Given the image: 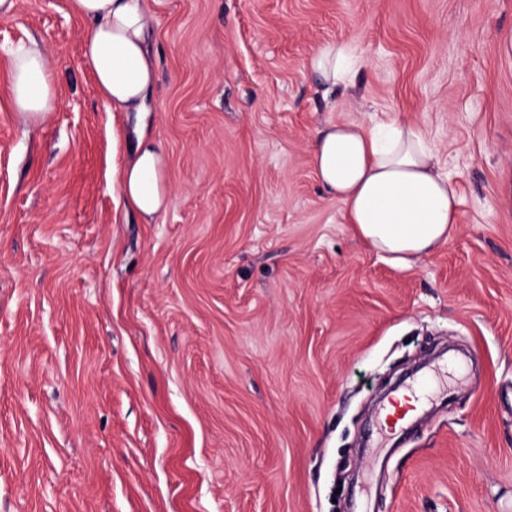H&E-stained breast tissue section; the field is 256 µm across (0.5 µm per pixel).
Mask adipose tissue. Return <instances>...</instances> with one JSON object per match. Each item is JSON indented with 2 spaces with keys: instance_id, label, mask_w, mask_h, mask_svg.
Segmentation results:
<instances>
[{
  "instance_id": "ef3b65f1",
  "label": "adipose tissue",
  "mask_w": 512,
  "mask_h": 512,
  "mask_svg": "<svg viewBox=\"0 0 512 512\" xmlns=\"http://www.w3.org/2000/svg\"><path fill=\"white\" fill-rule=\"evenodd\" d=\"M69 6L89 25L82 53L105 110L131 112L138 121L131 160L119 177L121 193L142 216L154 217L165 189L161 151L143 126L155 81L147 0H69ZM360 64L352 44L330 42L311 55L307 67L332 93L351 84ZM11 88L12 110L24 124H40L60 106L38 44L13 54ZM312 161L359 238L398 263L410 264L447 244L458 227L452 180L417 126L391 115L371 125L331 122L316 134Z\"/></svg>"
}]
</instances>
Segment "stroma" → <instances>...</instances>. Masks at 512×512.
Returning <instances> with one entry per match:
<instances>
[{"instance_id":"stroma-1","label":"stroma","mask_w":512,"mask_h":512,"mask_svg":"<svg viewBox=\"0 0 512 512\" xmlns=\"http://www.w3.org/2000/svg\"><path fill=\"white\" fill-rule=\"evenodd\" d=\"M153 221L118 191L67 0L0 16V512H512V0H148ZM61 104L10 112L6 49ZM362 57L324 96V43ZM419 126L459 226L400 267L311 161L327 122ZM476 369L421 407L433 367ZM11 88L12 112L24 124H40L60 106L45 51L36 43L21 46L12 54Z\"/></svg>"}]
</instances>
